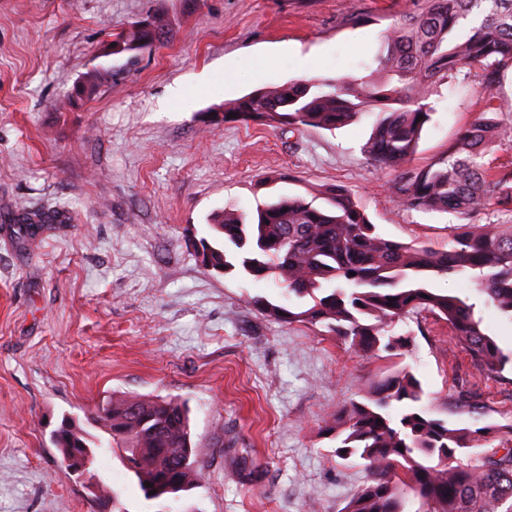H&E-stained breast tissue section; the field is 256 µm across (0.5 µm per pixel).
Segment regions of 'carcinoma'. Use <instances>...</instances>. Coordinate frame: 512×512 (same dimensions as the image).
<instances>
[{
	"label": "carcinoma",
	"mask_w": 512,
	"mask_h": 512,
	"mask_svg": "<svg viewBox=\"0 0 512 512\" xmlns=\"http://www.w3.org/2000/svg\"><path fill=\"white\" fill-rule=\"evenodd\" d=\"M424 3L385 32L376 56L381 78L311 77L266 86L224 105V118L273 129L334 130L372 107L380 117L363 153L377 171L399 172L390 186L399 205L458 214L476 213L492 202L511 206L512 169L492 174L483 159L495 144L512 138V125L500 119L512 112V102L492 94L512 67V0ZM168 32L167 21L156 16L151 31L132 27L114 40L112 54L138 51L136 43L147 38L161 44ZM475 64L489 91L486 110L437 159L405 167L433 114L425 88ZM110 78V70L95 72L88 85L76 89V99L90 97ZM322 194L327 208L288 195L257 206L249 218L231 211L210 214L212 240H199L200 263L226 275L274 280L300 304L287 308L254 299L267 318L319 325L378 358L396 356L408 345L387 334L391 323L429 313L448 325L476 371L503 377L512 353L482 328L475 303L435 288L434 281L467 275L487 303L512 320V225L463 224L442 250L408 245L379 234L343 186ZM57 216L50 209L27 216L25 232L33 236ZM421 401L420 381L403 368L375 380L364 401L351 403L326 427L336 439V456L363 460L369 473L344 512H512V425L459 427L434 416ZM448 405L469 420L484 415L468 391L451 394ZM91 420L110 432L107 442L94 440L79 421L65 416L50 435L52 446L63 457L87 447H117L148 500L175 498L205 478L185 404L114 394ZM492 438L498 446L486 447ZM91 512H124L120 491L97 495Z\"/></svg>",
	"instance_id": "carcinoma-1"
}]
</instances>
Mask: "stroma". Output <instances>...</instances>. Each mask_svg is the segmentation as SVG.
Returning <instances> with one entry per match:
<instances>
[{
	"label": "stroma",
	"instance_id": "1",
	"mask_svg": "<svg viewBox=\"0 0 512 512\" xmlns=\"http://www.w3.org/2000/svg\"><path fill=\"white\" fill-rule=\"evenodd\" d=\"M418 0H0V512H90L87 491L48 436L112 394L187 402L206 477L162 507L145 499L118 454L99 485L125 512H344L368 479L325 432L377 375L410 369L424 403L444 410L475 393L486 423L512 424V381L479 373L429 314L395 322L408 353L370 358L322 328L268 320L252 304L288 300L274 281L205 269L188 236L223 209L253 213L281 195L341 185L383 236L435 249L459 224H511L490 204L470 215L392 199L362 147L377 114L333 131L281 133L211 120L225 103L299 80L281 46L311 56L312 75L372 73L385 31ZM149 15L167 40L133 55L116 34ZM111 69L84 100L87 73ZM478 70L430 86L433 116L411 160L441 155L486 108ZM211 77L167 104L172 87ZM53 207L60 222L21 236L19 219ZM261 477L239 479L240 462Z\"/></svg>",
	"mask_w": 512,
	"mask_h": 512
}]
</instances>
